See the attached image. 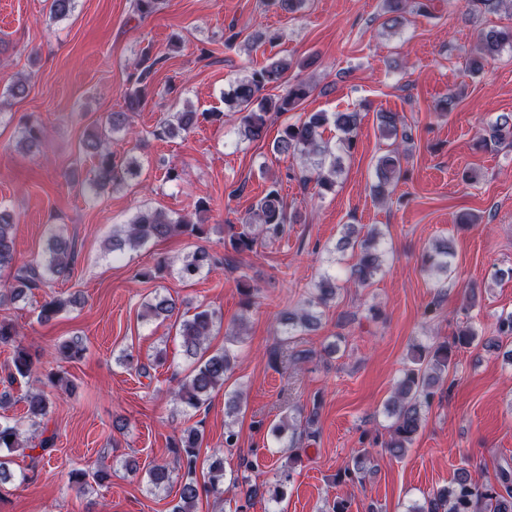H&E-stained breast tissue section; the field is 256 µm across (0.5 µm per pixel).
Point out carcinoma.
I'll list each match as a JSON object with an SVG mask.
<instances>
[{"mask_svg": "<svg viewBox=\"0 0 512 512\" xmlns=\"http://www.w3.org/2000/svg\"><path fill=\"white\" fill-rule=\"evenodd\" d=\"M409 0H382V9L387 15L385 24L391 28L401 26L405 21ZM467 10L475 13H498L512 11V0H466ZM164 0H132V13L145 19L157 13ZM75 8V0H50L49 13L52 19L62 20ZM512 49V27H492L483 29L478 36L479 55L471 61V70L479 73L484 63L496 59L504 49ZM158 60L143 52L134 63L129 87L125 92V111L113 112L108 117V128L93 134L84 142V150L97 160L91 189L103 191L109 186L124 184L126 177L137 173L139 165L133 158L117 162L107 141L110 135L120 132L129 135V114L138 112L145 105L149 93V80ZM292 63L285 59H275L260 68H252L236 79L232 90L224 97L225 107L230 112L240 114L239 135L248 141L264 138L268 129L270 113H284L297 110L309 94V85L298 79H290L288 71ZM288 85L286 92L276 98L263 95L269 85ZM199 113L186 108L175 112L161 121L155 135L171 138L189 132L198 122ZM361 113L315 112L304 119L286 125L274 142V151L279 155H291L301 160L306 174L301 181L314 182L316 195L331 192L336 187V176L341 171L342 155L354 149ZM377 121L380 135L391 141L386 153L375 165V180L371 186L376 199L385 201L393 193L402 177V163L407 156V148L401 142L410 140L407 130L401 125L396 112H379ZM331 124L339 136L332 145L322 137L321 128ZM45 137L43 127L36 122L25 123L21 131V145L31 152L39 148ZM401 142H396V139ZM512 143V113L503 112L486 130L480 145L495 150L502 143ZM295 216L288 213L287 204L281 195L279 181L272 179L264 195L252 206L246 217L237 224H228L224 229V244L236 253L252 252L261 241H278L288 235V225L294 223ZM12 215L0 209V271L9 272L10 280L0 284V306L23 299L34 288L49 286L51 281L70 275L74 264V251L69 240L61 235H53L46 243L39 257L17 264ZM207 225L194 221L188 215L173 217L156 208L139 210L128 224H123L112 232V251L123 253L136 251L142 246L173 236H186L202 240L207 238ZM359 232L352 224L344 226L343 236L337 248L358 246V257L344 274V282L356 288H366L385 270L387 249L383 234L377 227H371L363 240H358ZM453 258L449 241L442 240L422 254L423 267L441 275L448 274ZM216 258L209 250L196 246L177 269V277L184 283L196 280L204 270L211 269ZM336 275L324 272L316 284L314 292L304 301L300 310L287 312L281 318L284 336L283 344L269 351V361L278 366L283 354V345L291 342L299 332L317 327L321 320L320 308L336 300L340 285ZM78 299H62L52 296L41 306L38 320L46 323L54 319L66 307H74ZM176 311L175 300L167 295H156L144 305L142 317L145 319L166 320ZM218 312L209 307H197V311L178 323L183 354L191 363L189 374L172 391V402L181 408L198 409L211 394L222 387L232 374L239 351L245 342L242 328L231 330L225 337L224 347L210 350L209 337L217 320ZM481 340L479 329L472 322L458 331L452 341L436 345H418L410 364L403 369L396 381L394 396L385 404V413L391 419L388 439L384 450L390 457H403L409 446L416 440L425 420V412L430 408L435 396V387L441 375L448 373L452 363L453 349L470 346ZM0 345L14 347L12 366L7 382L12 384L17 378H28L35 366L34 356L21 345L20 334L14 324L0 321ZM84 350L78 336L63 341L56 347V353L64 359H72ZM62 377L50 375L43 387H32L24 395L28 418L35 425L42 426L39 433L25 440L21 439V428L17 421L7 417L0 420V451L12 453L25 445L38 453L30 456V470L36 472L44 465L50 453L55 435L47 434L52 402L46 388L61 386ZM315 418L310 414L301 424L283 421L273 427V433L281 436L285 431L300 430L306 439L316 437ZM203 444V433L197 427L184 429L174 443L176 463L183 469L179 485L178 500L170 512H196L202 494L215 496L224 494V453L214 450L208 457V482L204 485L196 477L199 449ZM298 458L289 454L287 464L276 475V482L270 486V500L278 503L285 494L290 481L288 462ZM172 481V470L165 465H156L149 472V482L155 490H166ZM406 512H512V466L499 468L497 484L478 485L462 472L448 486L427 495L425 503L413 505Z\"/></svg>", "mask_w": 512, "mask_h": 512, "instance_id": "obj_1", "label": "carcinoma"}]
</instances>
